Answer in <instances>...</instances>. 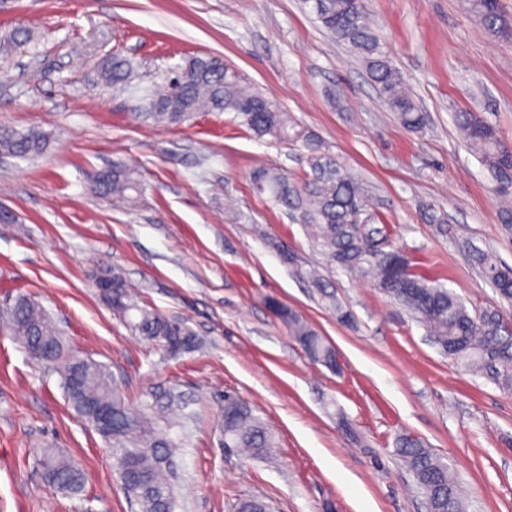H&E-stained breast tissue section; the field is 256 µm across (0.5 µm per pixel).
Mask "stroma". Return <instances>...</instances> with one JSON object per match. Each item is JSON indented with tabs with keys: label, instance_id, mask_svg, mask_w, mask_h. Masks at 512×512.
<instances>
[{
	"label": "stroma",
	"instance_id": "35a3bbf8",
	"mask_svg": "<svg viewBox=\"0 0 512 512\" xmlns=\"http://www.w3.org/2000/svg\"><path fill=\"white\" fill-rule=\"evenodd\" d=\"M365 5L428 116L422 132L399 124L359 59L300 0H0V38L19 27L34 37L28 49L0 50V123L49 135L36 158L0 155V207L16 217L0 224V312L31 298L62 330L66 354L109 365L129 403L161 381L192 394L177 512H229L250 495L273 512H426L395 453L403 434L443 459L468 512H512V394L459 370L402 305L330 266L308 228L257 191L262 169L302 182V149L256 138L224 113L144 122L97 82L116 49L151 69L224 56L357 176L393 248L470 311L496 308L512 327V304L467 253L512 265V229L455 120L476 113L512 145V38L487 33L466 0ZM115 162L137 168L136 201L93 192L91 173ZM425 204L449 224L425 223ZM104 267L124 274L139 304L184 322L200 347L168 358L133 335L98 298ZM312 268L322 288L304 278ZM272 296L333 344L337 370L304 354L269 311ZM228 392L267 423L266 456L224 448ZM48 450L82 471L83 492L47 482ZM0 512H139L57 364L32 358L1 323Z\"/></svg>",
	"mask_w": 512,
	"mask_h": 512
}]
</instances>
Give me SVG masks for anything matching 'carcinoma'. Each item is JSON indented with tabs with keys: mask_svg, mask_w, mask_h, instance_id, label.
<instances>
[{
	"mask_svg": "<svg viewBox=\"0 0 512 512\" xmlns=\"http://www.w3.org/2000/svg\"><path fill=\"white\" fill-rule=\"evenodd\" d=\"M468 2L470 11L489 32L502 37L512 34V19L503 13L499 0ZM302 5L336 41L361 59L401 125L412 132L422 131L427 115L397 78L362 0H302ZM141 68L142 62L136 57L116 53L104 62L99 79L105 87L135 100L137 116L144 120L173 125L190 120L197 112L227 113L259 138L301 143L310 169L305 187L300 190L288 176L264 170L255 176L258 190L313 228L314 245L332 266L373 280L385 295L410 309L430 328L441 351L452 355L456 367L512 392V330L504 325L498 310L471 313L458 295L424 277L403 253L390 247L389 227L369 209L358 179L326 152L318 137L292 124L276 101L254 90L219 56L182 58L171 73V83H158L153 78L145 81ZM456 123L466 142L480 154L498 189L508 192L512 188V148L501 141L494 126L472 112L458 113ZM47 139V133L38 128L17 130L0 125L1 153L37 156ZM93 185L103 197L130 199L141 192L136 171L121 163L96 172ZM473 259L500 298L511 304L512 266L489 252L476 251ZM99 277L112 285V313L135 335L168 356L196 348L198 338L184 323L141 307L132 299L121 272L107 269ZM270 308L313 361L330 370L336 368L335 348L315 327L276 299L270 300ZM7 323L32 357L46 362L63 360V388L84 423L97 428L95 406L112 411L111 427L98 431V435L110 450L120 481H125L127 473L139 481L127 498L140 512H175L177 458L184 440L174 433L182 427L185 394L175 385L158 383L147 388L140 404L133 406L126 402L108 366L88 359L79 374L73 375L71 361L64 358L60 331L28 297L14 302L7 312ZM221 427L233 447L254 456L274 447L266 423L249 403L234 394H224ZM396 452L413 474L429 512H464L461 485L432 449L411 435H402L396 441ZM40 465L59 491L81 492L83 475L66 457L46 452Z\"/></svg>",
	"mask_w": 512,
	"mask_h": 512,
	"instance_id": "cac0c4a2",
	"label": "carcinoma"
}]
</instances>
